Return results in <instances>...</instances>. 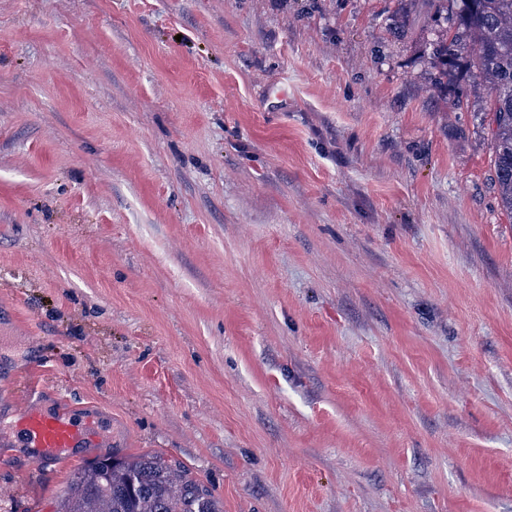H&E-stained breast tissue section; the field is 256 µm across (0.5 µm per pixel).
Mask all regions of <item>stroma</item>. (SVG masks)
<instances>
[{"mask_svg": "<svg viewBox=\"0 0 512 512\" xmlns=\"http://www.w3.org/2000/svg\"><path fill=\"white\" fill-rule=\"evenodd\" d=\"M402 0H0V512L25 407L224 512H512L490 115Z\"/></svg>", "mask_w": 512, "mask_h": 512, "instance_id": "obj_1", "label": "stroma"}]
</instances>
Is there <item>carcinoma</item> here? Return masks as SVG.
Segmentation results:
<instances>
[{"label":"carcinoma","instance_id":"obj_1","mask_svg":"<svg viewBox=\"0 0 512 512\" xmlns=\"http://www.w3.org/2000/svg\"><path fill=\"white\" fill-rule=\"evenodd\" d=\"M429 16H444L433 67L440 85L465 72L481 78L493 116L492 148L498 197L512 216V0H423ZM57 512H223L180 462L158 453L99 457L68 483Z\"/></svg>","mask_w":512,"mask_h":512}]
</instances>
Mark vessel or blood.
Returning <instances> with one entry per match:
<instances>
[{"instance_id":"b4317fda","label":"vessel or blood","mask_w":512,"mask_h":512,"mask_svg":"<svg viewBox=\"0 0 512 512\" xmlns=\"http://www.w3.org/2000/svg\"><path fill=\"white\" fill-rule=\"evenodd\" d=\"M17 447L31 448L40 463L69 454L75 448H104L106 428L92 417H71L34 409L22 412L13 427Z\"/></svg>"}]
</instances>
